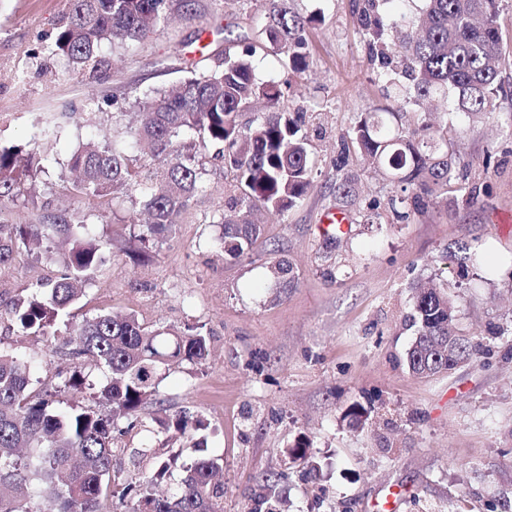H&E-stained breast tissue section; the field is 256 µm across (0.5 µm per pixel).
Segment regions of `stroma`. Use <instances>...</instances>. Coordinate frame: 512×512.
Here are the masks:
<instances>
[{
  "label": "stroma",
  "instance_id": "35a3bbf8",
  "mask_svg": "<svg viewBox=\"0 0 512 512\" xmlns=\"http://www.w3.org/2000/svg\"><path fill=\"white\" fill-rule=\"evenodd\" d=\"M306 27L305 71L273 52L255 56L259 80L287 82L281 100L307 113L312 187L288 214H263L248 255L224 260L211 246L212 216L236 195L222 159L206 158L189 215L154 257L135 260L129 216L144 198L110 204L64 194L70 156L89 139L124 138L135 100L188 77L201 45L223 52L225 37L255 41L265 0H168L167 19L133 46L102 45L98 71L73 70L49 47L67 0H0V145L21 146L42 166L32 201H0V220L38 222L42 205L78 208L107 243L103 266L70 310L81 322L107 311L135 313L147 326H202L210 354L174 367L159 383L171 411L203 416L209 427L168 448L181 461L200 450L224 460V512H260L265 479L290 512H377L389 491L395 512H512V0H502V80L492 110L477 119L437 113L456 152L458 191L422 204L393 203L395 187L363 169L341 137L361 113L385 106L384 83L368 59L352 0H292ZM54 125L57 139L38 137ZM353 192L337 199L336 181ZM336 209L349 231L325 232ZM288 260V284L268 276ZM58 265L21 254L0 278V300L26 294ZM433 281L456 301L460 334L482 350L448 373L410 374L405 351L413 286ZM306 445L310 468L291 450Z\"/></svg>",
  "mask_w": 512,
  "mask_h": 512
}]
</instances>
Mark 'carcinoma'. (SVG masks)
Wrapping results in <instances>:
<instances>
[{"mask_svg": "<svg viewBox=\"0 0 512 512\" xmlns=\"http://www.w3.org/2000/svg\"><path fill=\"white\" fill-rule=\"evenodd\" d=\"M263 29L269 49L281 47L289 68L307 64L305 26L317 17L302 18L288 0H270ZM393 0H353L357 24L382 68L386 98L406 92L420 108L448 97L453 111L476 118L491 111L500 84L497 16L501 0H424L412 17L397 10L386 21L384 5ZM51 50L69 58L80 70L96 69L101 43L127 44L165 19L167 0H68ZM403 36L409 58L400 64L375 45L392 33ZM257 46L237 52L202 54L191 76L136 99L148 114L134 131L147 144L149 160L135 165L124 151L107 141L92 140L72 154L76 173L65 191L90 200L117 193L145 195L149 221L139 225V253L175 233L190 214L195 196L205 191L203 158L216 149L237 183L239 195L213 215L224 231L215 248L232 260L247 255L261 234L253 220L255 208L288 213L312 184L309 152L299 135L301 117L278 109L282 85L256 80L251 57ZM262 100L270 112L244 126L241 113ZM402 112H366L348 138L371 164L418 204L436 192L455 190L457 174L448 126L421 116L418 127L403 125ZM32 176V154L20 146L0 147V198H16L22 181ZM87 216L80 210L45 211L36 224H0V269L30 250L45 246L46 258L56 254L55 242L69 237ZM111 251L95 239H76L62 258L64 272L36 285L3 306L21 336L44 341L42 348L0 349V512H106L105 502L136 491L133 512H224L223 458L203 456L180 465L177 487L159 494L154 488L171 476L176 460L152 446L134 448L130 462L150 466L133 484L122 485L113 468L115 444L154 408L151 422L158 436H190L203 428L200 417L171 413L159 398V380L174 362H201L209 354L200 328L182 331L149 328L133 313L108 312L81 323L69 322V309L84 294ZM68 331L56 345L58 326ZM411 326L415 327L405 365L414 375L453 370L476 351L455 332L454 300L437 288L417 286ZM66 349L69 368L64 386L95 391V404L61 407L56 395L35 390L34 365L58 349ZM107 371L97 386L94 371Z\"/></svg>", "mask_w": 512, "mask_h": 512, "instance_id": "obj_1", "label": "carcinoma"}]
</instances>
